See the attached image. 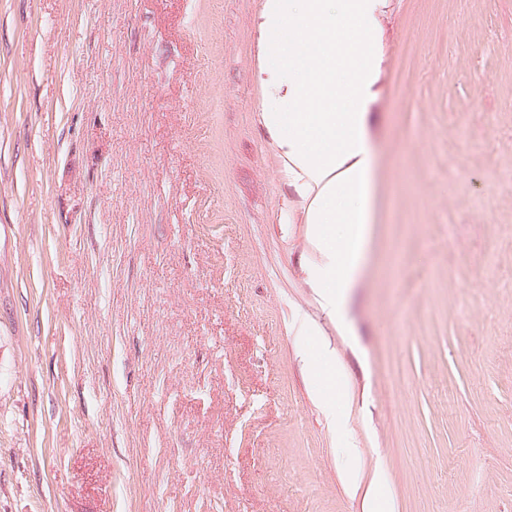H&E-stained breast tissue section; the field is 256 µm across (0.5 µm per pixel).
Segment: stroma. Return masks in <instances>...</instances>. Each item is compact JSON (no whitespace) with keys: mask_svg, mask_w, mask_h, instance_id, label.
Returning a JSON list of instances; mask_svg holds the SVG:
<instances>
[{"mask_svg":"<svg viewBox=\"0 0 512 512\" xmlns=\"http://www.w3.org/2000/svg\"><path fill=\"white\" fill-rule=\"evenodd\" d=\"M264 4L0 0V512H512V0L376 14L338 311ZM309 369L317 380L321 398L326 406L333 412L344 395V384L336 369L325 363L321 358H313L309 361Z\"/></svg>","mask_w":512,"mask_h":512,"instance_id":"1","label":"stroma"}]
</instances>
